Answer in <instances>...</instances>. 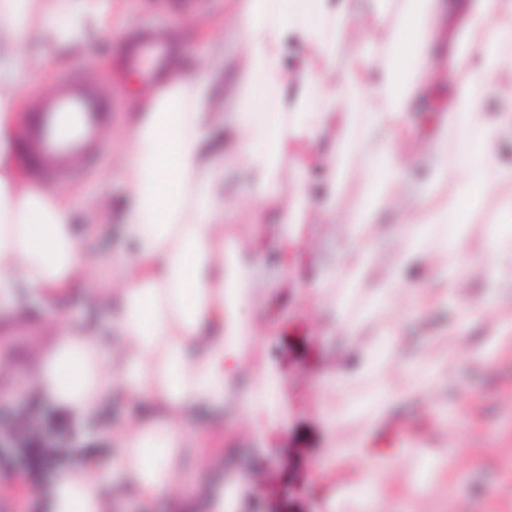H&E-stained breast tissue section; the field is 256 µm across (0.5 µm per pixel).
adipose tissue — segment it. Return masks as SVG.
Listing matches in <instances>:
<instances>
[{
	"label": "adipose tissue",
	"instance_id": "1",
	"mask_svg": "<svg viewBox=\"0 0 512 512\" xmlns=\"http://www.w3.org/2000/svg\"><path fill=\"white\" fill-rule=\"evenodd\" d=\"M367 22L381 35L358 47L350 68L336 73L332 59L350 14L328 0H241L238 31L247 51L240 61L239 94L247 110L237 116V174L257 199L283 193L282 162L294 147L320 143L335 129L327 168L328 191L315 199L303 178L292 188L295 206L271 240L287 267L298 243L294 225L312 210L325 222L343 224L347 245L327 268L315 291L325 296L333 281L354 283L368 269V225L393 211L415 220L428 209L431 190L458 185L429 226L406 238L381 290L387 295L419 292L405 273L420 269L425 280L458 292L452 271L468 266L463 247H449L448 227L469 223L483 197L512 182V166L499 162L497 145L512 135V65L500 57L512 42V0H368ZM66 11L59 24L58 11ZM111 0H0V313L20 318L31 306L55 301L85 279L93 265L81 241L99 234L96 204L78 224L69 200L29 183L17 160L14 127L20 93L32 76L20 64L24 42L78 45L89 26H106ZM466 15L464 44L479 54L483 72L449 102L448 121L429 140L428 185L413 200L399 202L392 188L411 167L407 116L442 74L434 54L447 36L445 22ZM301 36L307 62L298 73L282 67L288 33ZM380 73L372 68L378 58ZM210 71L172 68L169 82L138 96L136 123L117 160L129 208L122 231L133 245L121 258L111 288L92 291L90 304L106 316L97 327L65 324L48 328L50 343L39 352L32 385L58 409L88 421L112 397L144 402L138 421L113 426L119 459L111 473L93 468L65 474L47 496L49 512H112L113 494H132L142 505L168 494L175 512H190L181 494L178 463L201 435L191 432L193 411L231 407L248 413L256 430L278 425L284 414L277 383L267 372L242 383L252 345L262 334L239 316L254 302L250 272L263 253L230 259L224 253V162L208 143L223 113L212 108ZM264 112L252 111V104ZM456 149H449V138ZM364 176L359 205L340 207L348 167ZM495 264L492 289L512 284V227L484 233ZM393 361L361 357L355 367L336 365L332 388L353 377L384 390L370 422L381 420L399 398L391 386Z\"/></svg>",
	"mask_w": 512,
	"mask_h": 512
}]
</instances>
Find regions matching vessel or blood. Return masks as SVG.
Here are the masks:
<instances>
[{
	"label": "vessel or blood",
	"instance_id": "vessel-or-blood-1",
	"mask_svg": "<svg viewBox=\"0 0 512 512\" xmlns=\"http://www.w3.org/2000/svg\"><path fill=\"white\" fill-rule=\"evenodd\" d=\"M127 54L131 68L150 85L165 79L170 50L151 27H142ZM121 109L117 97L105 96L88 77L59 76L53 93L25 123V141L37 173L58 182L92 165L102 152V126Z\"/></svg>",
	"mask_w": 512,
	"mask_h": 512
}]
</instances>
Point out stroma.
I'll return each mask as SVG.
<instances>
[{
  "instance_id": "1",
  "label": "stroma",
  "mask_w": 512,
  "mask_h": 512,
  "mask_svg": "<svg viewBox=\"0 0 512 512\" xmlns=\"http://www.w3.org/2000/svg\"><path fill=\"white\" fill-rule=\"evenodd\" d=\"M158 33L193 29L196 37L186 53L199 69L210 64L213 46L224 53L219 89L214 93L217 111L232 113L244 108L237 93L239 62L246 51L237 32L232 0H198L195 8L182 10L174 0H119L112 10L107 31L92 39L91 56L83 62L39 45H28L24 57L38 74L22 90L18 110L29 116L30 108L50 95L58 75L83 71L96 77L101 91H123L131 101L141 87L139 74L124 66L123 45L143 23ZM446 79L438 84L410 114L414 129L410 151L425 163L430 132L442 118L443 103L454 99L459 84L467 82V58L445 64ZM135 121L131 110L120 112L103 131L104 156L87 172L59 182L60 191L74 205L104 202L99 221L105 231L83 241L85 251L99 261L101 270L87 282L52 305L41 307L24 326L0 315V337L24 329L26 340L6 356V372L0 384L11 386L17 378L32 379L36 352L47 336L45 325L58 319L90 326L101 312L89 306L87 289L108 285L113 260L124 254L120 235L125 189L121 174L112 165L126 144ZM232 122L211 139L210 149L223 156L226 181L224 246L230 251L259 250L271 253L268 239L253 240L255 224L272 227L280 223L292 199L290 194L268 201H254L248 187L239 181L233 159ZM512 202V183L497 186L485 197L473 216V227H448L449 243H462L466 252L484 258L482 228L504 225L511 218L504 207ZM411 232L401 215L393 214L374 225V251L367 276L353 289L349 312L359 322L352 332L336 325L332 305H318L308 272L336 260L345 243L342 227L310 223L300 229L302 245L294 267L285 273L287 288L268 294L264 281H256L255 305L242 312L259 327L273 325L271 336L256 346L249 363L254 371L272 369L281 375V395L288 425L255 432L247 415L209 412L205 427L219 429L223 445L203 440L195 458L210 457L222 449L224 473L261 468L257 491L267 512H371L372 500L386 502L391 512H512V286L490 292L485 273L460 272L461 292L443 296L436 285L426 283L416 295L376 300L378 282L393 261L401 240ZM395 332V350L400 363L416 367L448 364V380L400 399L389 417L373 424L347 407L363 400L365 390L355 383L344 391L323 388L322 377L339 359L379 351L383 336ZM342 412L336 425H329L328 411ZM141 405L134 399L116 397L105 420L94 421L86 432L100 453L79 459V466L111 470L117 459L116 443L105 436V425L139 419ZM356 445L352 455H337L329 466L321 461L331 446ZM195 458L182 463L185 475H193Z\"/></svg>"
}]
</instances>
